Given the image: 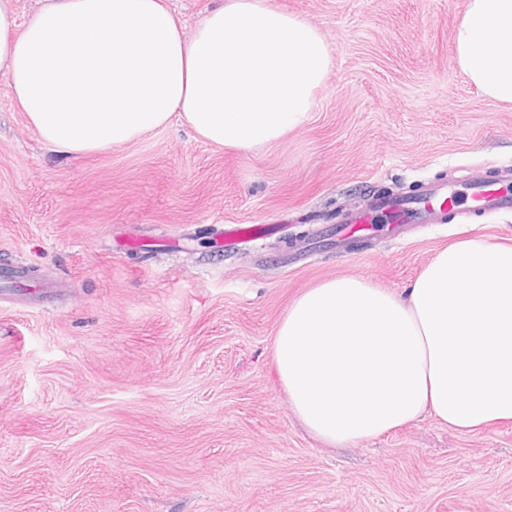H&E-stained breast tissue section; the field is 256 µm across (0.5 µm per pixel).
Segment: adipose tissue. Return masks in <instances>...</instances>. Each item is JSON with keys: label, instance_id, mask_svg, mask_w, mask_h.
Instances as JSON below:
<instances>
[{"label": "adipose tissue", "instance_id": "obj_1", "mask_svg": "<svg viewBox=\"0 0 512 512\" xmlns=\"http://www.w3.org/2000/svg\"><path fill=\"white\" fill-rule=\"evenodd\" d=\"M454 41L469 81L512 102V0H468ZM329 64L319 30L272 0H218L190 33L167 0H43L23 24L0 0V74L68 155L175 116L214 145L278 142L308 120ZM273 350L292 413L333 446L426 413L462 433L512 423V243H452L400 292L323 281L289 305Z\"/></svg>", "mask_w": 512, "mask_h": 512}]
</instances>
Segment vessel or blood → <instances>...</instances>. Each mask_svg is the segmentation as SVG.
<instances>
[{
  "mask_svg": "<svg viewBox=\"0 0 512 512\" xmlns=\"http://www.w3.org/2000/svg\"><path fill=\"white\" fill-rule=\"evenodd\" d=\"M512 182V169L499 170L494 177L475 174L469 184L470 194L460 197L457 190L443 181H430L424 184L417 197H372L366 208L347 212L343 219L342 235L354 236L371 232L377 216L390 215L387 227L393 241L406 239V228L411 224H440L446 219L449 209L458 208L473 213L512 211V194L505 189ZM278 224H230L224 229L226 238L238 241H251L274 236L281 232ZM30 288L22 268L0 273V300L9 298L23 301Z\"/></svg>",
  "mask_w": 512,
  "mask_h": 512,
  "instance_id": "vessel-or-blood-1",
  "label": "vessel or blood"
}]
</instances>
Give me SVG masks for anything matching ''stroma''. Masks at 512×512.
Instances as JSON below:
<instances>
[{
    "label": "stroma",
    "mask_w": 512,
    "mask_h": 512,
    "mask_svg": "<svg viewBox=\"0 0 512 512\" xmlns=\"http://www.w3.org/2000/svg\"><path fill=\"white\" fill-rule=\"evenodd\" d=\"M323 35L309 121L237 151L179 121L92 155L44 142L0 75V268L50 285L0 307V512H512V424L431 415L333 448L292 415L273 338L319 282L401 290L456 239L512 241V213L376 232L316 228L385 190L512 165V103L455 61L468 0H273ZM218 224H279L233 245Z\"/></svg>",
    "instance_id": "1"
}]
</instances>
